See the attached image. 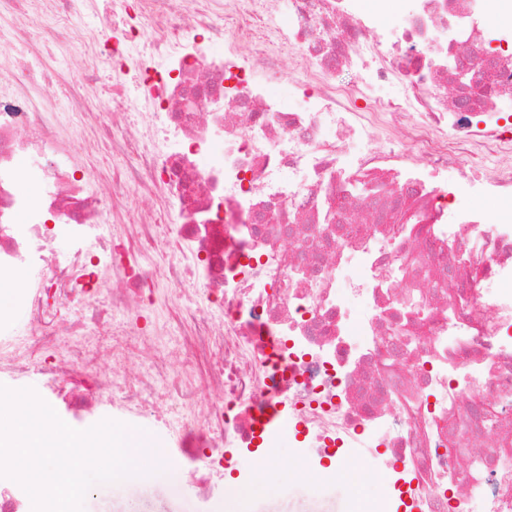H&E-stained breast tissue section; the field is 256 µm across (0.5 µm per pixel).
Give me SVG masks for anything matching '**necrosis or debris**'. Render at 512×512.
<instances>
[{
	"instance_id": "obj_1",
	"label": "necrosis or debris",
	"mask_w": 512,
	"mask_h": 512,
	"mask_svg": "<svg viewBox=\"0 0 512 512\" xmlns=\"http://www.w3.org/2000/svg\"><path fill=\"white\" fill-rule=\"evenodd\" d=\"M88 2L0 0V380L40 372L41 398L79 423L153 416L174 441L167 464L203 466L204 497L224 491L211 475L250 480L255 445L300 431L302 465L357 448L364 477L385 473L369 512L399 497L412 512H512V221L449 206L512 201V0H402L385 26L386 0H129L82 30L125 119L107 144L130 164L105 196L77 162L102 142L94 79L59 107L41 55L64 49ZM275 40L304 62L293 112L267 90ZM162 188L179 223L159 208L109 224ZM166 281L177 312L140 324ZM453 206L460 208L482 209L497 214L505 207L510 208V202L497 196L486 194L483 196H464L456 198V200L453 202Z\"/></svg>"
}]
</instances>
